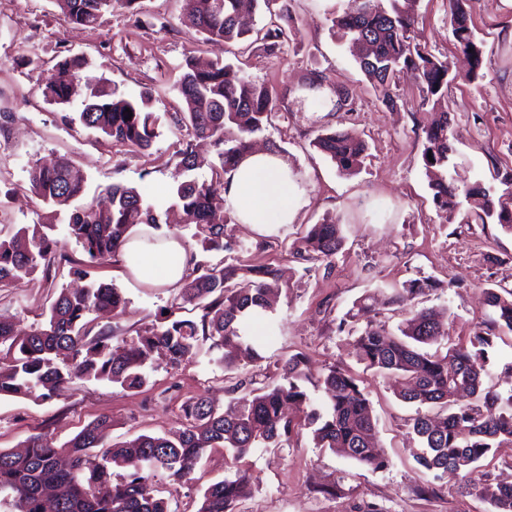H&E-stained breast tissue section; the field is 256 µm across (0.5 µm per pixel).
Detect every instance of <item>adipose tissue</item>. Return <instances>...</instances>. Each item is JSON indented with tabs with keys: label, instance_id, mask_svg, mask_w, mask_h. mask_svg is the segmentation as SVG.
I'll list each match as a JSON object with an SVG mask.
<instances>
[{
	"label": "adipose tissue",
	"instance_id": "obj_1",
	"mask_svg": "<svg viewBox=\"0 0 512 512\" xmlns=\"http://www.w3.org/2000/svg\"><path fill=\"white\" fill-rule=\"evenodd\" d=\"M305 196L288 159L268 151L251 152L224 177L225 205L257 235L291 224ZM117 264L125 280L177 288L186 275V250L176 235H157L145 227L119 250Z\"/></svg>",
	"mask_w": 512,
	"mask_h": 512
}]
</instances>
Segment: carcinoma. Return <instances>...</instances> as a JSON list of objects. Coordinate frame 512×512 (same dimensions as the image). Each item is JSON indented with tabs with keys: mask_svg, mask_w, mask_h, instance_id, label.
Returning a JSON list of instances; mask_svg holds the SVG:
<instances>
[{
	"mask_svg": "<svg viewBox=\"0 0 512 512\" xmlns=\"http://www.w3.org/2000/svg\"><path fill=\"white\" fill-rule=\"evenodd\" d=\"M135 9L138 0H54L71 24L94 28L113 3ZM182 22L207 40L232 42L245 37L262 43L272 54L282 51L297 33L277 22L255 29L239 13V0H184ZM386 8L383 0H363L353 9L336 12L333 26L355 40L367 39V53L357 59L360 71L377 98L388 108L395 106L391 81L399 68L411 70L422 85V104L438 105L448 93V63L431 54L413 33L419 18L400 10L395 2ZM478 0H451L452 35L457 44L471 50L470 78L484 66V43L470 26L471 11ZM56 74L44 90L54 104H69L81 95L82 110L70 121H79L114 146L136 152L149 148L157 137L161 117L150 108L152 94L146 91L132 101L93 75L83 56L67 54L55 65ZM177 89L184 102L180 112L167 114L171 127L183 136L185 148L178 152L177 173L185 176L176 189L177 206L191 225L194 246L187 247V274L172 303L151 323L136 331V338L112 345V336H90L86 316L96 310L121 315L127 300L114 284L92 282L78 293L61 289L44 313V323L20 335L13 324L0 321V396H31L42 388L46 398L74 379L107 380L127 391H141L150 383L148 367L152 353L163 348L171 367L200 344L209 343L211 361L232 370L261 356L258 348L241 335L239 323L255 311L272 308L269 281L278 276L271 264L252 265L240 256L243 248L227 233L235 222L224 204V175L252 148V135L262 131L274 113L276 100L266 85L249 80L231 63L206 65L188 58ZM426 169L445 168L454 153L455 135L448 113L422 128ZM209 140L217 147V163L211 178L190 176L197 166L193 141ZM313 146L342 175L358 172L366 144L348 130L319 134ZM507 186L498 197L482 183L459 188L445 176L432 181L433 201L446 212L469 205L466 218L485 224L492 219L512 232V174L503 176ZM28 190L52 208L53 216L66 215L68 232L80 244L87 260L72 265L70 273L89 276V269L112 256L139 223L158 230L161 215L144 204L140 192L120 183L106 186L103 207L85 193V179L68 161L52 166L33 163L28 170ZM343 237L336 219L324 217L310 225L306 234L290 247L299 261L316 264L331 259L342 248ZM62 249L43 226H0V288L43 266L50 269ZM226 251L232 261L213 264L198 258V252ZM439 287L430 277L416 279L392 294L387 301L366 295L339 323L354 337L358 360L368 369L401 378L400 399L417 408H437L440 414H417L411 423L419 444L417 464L440 479L449 473H464L458 492L475 496L491 506V512H512V485L494 483L482 470L493 449L512 446V394L504 398L484 386L490 364L489 350L496 334L480 326L465 343L430 352L427 345L445 340L440 312L423 307L397 326V334L382 335L369 318L385 304L426 295ZM485 303L496 312L494 327L512 335V289L488 288ZM191 305L199 317L185 319L177 312ZM365 325H359V322ZM278 378L266 382L251 376L235 383L236 393L226 410H219L203 396H192L182 411L187 424L173 436L140 434L108 443L105 416L87 423L61 447H51L41 437H29L25 451L0 448V494L11 496V512H47L43 497L55 490L54 512H177L172 508L179 489L187 482L203 456L224 449V479L202 493L198 512H234L236 502L252 493V477L243 460L255 448H276L310 429L315 447L341 453L373 470L388 467L389 460L372 451L376 436L373 407L349 369L332 365L320 379L329 400L325 407L311 404L301 382L308 379L304 362L293 356L277 366ZM298 416H288V406ZM123 468L126 474L114 473ZM163 476L169 497L158 496L154 479Z\"/></svg>",
	"mask_w": 512,
	"mask_h": 512,
	"instance_id": "1",
	"label": "carcinoma"
}]
</instances>
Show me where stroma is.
<instances>
[{
  "label": "stroma",
  "instance_id": "35a3bbf8",
  "mask_svg": "<svg viewBox=\"0 0 512 512\" xmlns=\"http://www.w3.org/2000/svg\"><path fill=\"white\" fill-rule=\"evenodd\" d=\"M350 4L291 0L289 23L298 39L272 55L258 43L204 40L180 23L183 0H140L137 18L117 6L94 28L67 25L54 0H5L0 5V114L10 119L0 130V224L44 223L46 206L26 189L28 169L36 161L73 160L92 196L120 182L136 187L156 211L175 202L179 177L170 159L181 137L168 122H161L151 148L129 152L68 123V116L80 111V101L64 107L46 101L42 89L64 50L85 55L90 69L128 99L151 90L152 109L160 114L181 106L177 82L186 57L239 66L250 80L272 86L277 94L276 115L258 145L279 146L307 188L306 203L279 234L256 236L238 223L228 227L235 240L249 246L253 263L274 265L281 273L275 308L262 325V358L246 371L269 375L276 363L301 355L310 372L304 388L313 403L323 404L328 397L318 379L333 363H343L372 402L376 447L390 464L374 471L315 448L305 429L289 445L249 455L253 491L238 502L236 512H361L369 504L386 512H490L478 498L458 494L455 474L444 477L439 496L417 493L424 475L414 461L418 445L409 428L415 407L396 396L397 377L365 368L352 337L338 329L360 297L387 295L410 280L432 277L441 289L395 310L382 307L375 320L392 333L419 306L443 309L450 315L448 339L455 342L475 326H492L495 316L484 302V289H512V233L491 222L465 224L463 211L449 215L435 207L421 136L422 125L434 114L421 105L419 81L404 70L392 81L397 108L376 99L348 40L333 27L334 11ZM414 8L421 20L420 42L447 61L452 77L446 105L456 140L449 173L461 186L491 183L495 174L512 171V0H480L471 15L486 57L474 80L452 35L448 0H416ZM156 17L175 21L174 30L153 28ZM24 49L37 52L44 67L32 71L16 65ZM343 129L358 132L368 146L364 169L351 177L339 175L311 145L320 132ZM326 216L341 224L344 246L330 265L304 271L289 247ZM53 235L63 240L64 256L50 275L24 276L0 290V320L12 322L19 332L41 324L61 286L82 285L69 274L71 261L83 257L81 246L67 238L65 222H57ZM92 276L122 286L128 300L121 316H88L92 330L110 332L116 344L134 338L175 296L167 288L125 285L112 260L97 265ZM150 377L152 388L139 393L107 381L77 380L44 400L1 397L0 448L20 450L37 433L58 447L99 416L109 418L108 437L114 442L168 435L183 428L181 406L189 397L203 395L219 408L231 399L223 368L200 350L175 369L164 355H156ZM224 472L223 451L207 453L180 491L178 512H197L202 489L223 479ZM328 485L335 486V495L323 494Z\"/></svg>",
  "mask_w": 512,
  "mask_h": 512
}]
</instances>
